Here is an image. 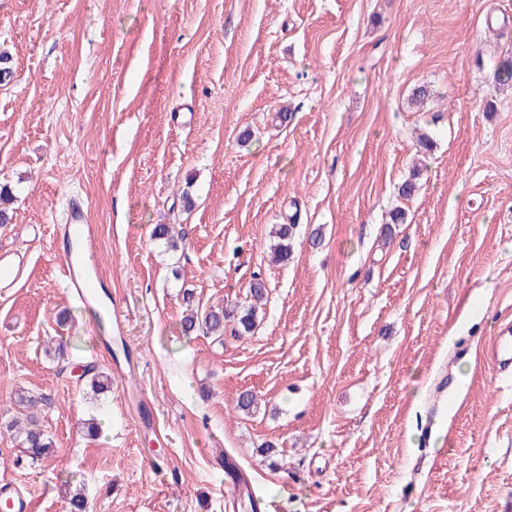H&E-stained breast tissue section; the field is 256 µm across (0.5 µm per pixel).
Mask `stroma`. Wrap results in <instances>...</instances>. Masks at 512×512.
<instances>
[{"instance_id": "stroma-1", "label": "stroma", "mask_w": 512, "mask_h": 512, "mask_svg": "<svg viewBox=\"0 0 512 512\" xmlns=\"http://www.w3.org/2000/svg\"><path fill=\"white\" fill-rule=\"evenodd\" d=\"M0 50V251L23 261L0 288V476L31 512H66L70 481L92 512H233L228 456L268 512H512V374L476 360L512 327V0H0ZM75 205L102 320L58 276ZM257 275L254 333L182 334L184 290L244 305ZM21 394L55 443L37 463L5 432ZM270 253L274 262L287 263L292 253V235L295 224H278Z\"/></svg>"}]
</instances>
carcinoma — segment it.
<instances>
[{
    "label": "carcinoma",
    "mask_w": 512,
    "mask_h": 512,
    "mask_svg": "<svg viewBox=\"0 0 512 512\" xmlns=\"http://www.w3.org/2000/svg\"><path fill=\"white\" fill-rule=\"evenodd\" d=\"M294 225L280 224L275 231L274 241L270 245L272 260L286 263L292 253V235ZM175 227L172 224H155L151 229V238L165 242L169 247H177V238L174 236ZM250 303L247 306L234 305L232 307L211 308L205 313H198L193 309L192 295H184L186 310L181 320L182 333L185 336L201 330L206 335L223 339L225 330H230L233 336H244L254 331L257 322V312L261 302L266 296V286L262 279L256 278L249 287ZM84 375L90 377L91 387L97 395L112 392L111 374L89 365ZM10 428L15 430V439L19 452L31 461H41L50 457L54 452V442L33 417L26 418V424L15 420Z\"/></svg>",
    "instance_id": "carcinoma-1"
}]
</instances>
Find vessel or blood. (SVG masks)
I'll return each mask as SVG.
<instances>
[{"mask_svg": "<svg viewBox=\"0 0 512 512\" xmlns=\"http://www.w3.org/2000/svg\"><path fill=\"white\" fill-rule=\"evenodd\" d=\"M64 232L77 243L78 248L63 264L62 277L81 301H90L102 280L87 248L93 226L89 224L83 209L70 210ZM483 359L496 371L512 370V330L504 329L496 333L484 348ZM0 502L6 503L9 512H30L28 496L5 478L0 480Z\"/></svg>", "mask_w": 512, "mask_h": 512, "instance_id": "obj_1", "label": "vessel or blood"}]
</instances>
